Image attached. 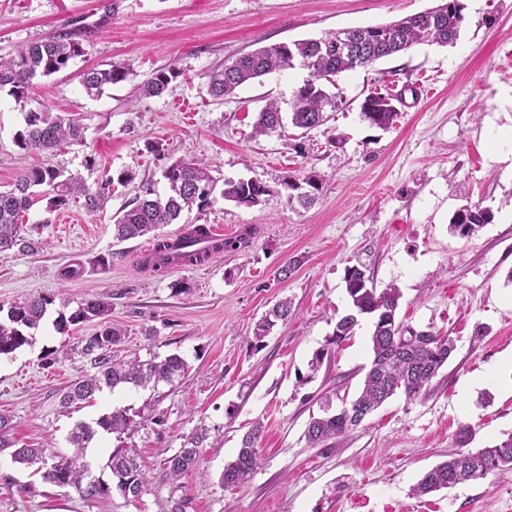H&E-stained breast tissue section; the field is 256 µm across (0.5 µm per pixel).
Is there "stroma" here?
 <instances>
[{
  "label": "stroma",
  "instance_id": "35a3bbf8",
  "mask_svg": "<svg viewBox=\"0 0 512 512\" xmlns=\"http://www.w3.org/2000/svg\"><path fill=\"white\" fill-rule=\"evenodd\" d=\"M436 0H0V55L51 34L71 32L81 49L61 73L39 81L19 107L0 91V190L45 161L95 185L104 175L132 171L114 185L103 211L82 201L52 208L38 199L22 219L26 235L44 246L0 258V305L42 294L55 302L28 344L0 356V415L16 446L69 448L77 422L131 409L138 427L100 434L86 450L93 474L110 481L116 449L134 450L152 481L136 499L113 493L88 501L0 452V512H168L170 496L185 512H512V476L487 477L423 496L413 487L458 451L494 446L512 434V0H463L466 21L454 45H419L371 67L338 77L342 104L325 125H292L254 136L258 113L272 100L287 104L307 73L268 75L218 101L208 72L224 59L346 27L387 23L434 6ZM128 68L125 81L90 96L84 69ZM182 71L159 97L139 92L167 64ZM400 94L394 124L382 130L360 118L378 86ZM81 117L84 139L55 156L20 148L25 110ZM179 159L207 163L220 180H256L268 187L261 204L239 206L214 193L203 212L160 228L221 224L252 229L248 246L154 276L138 261L142 239L117 240L114 219L144 185L166 194L162 170ZM315 174L309 208L290 206L289 178ZM494 214L474 236L450 233L465 204ZM296 267L289 277L280 270ZM364 265L377 288L402 298L401 326L452 337L456 349L429 389L409 400L397 394L349 435L310 446L305 430L324 396L355 393L372 358L371 322L331 345L349 297L347 267ZM108 302L105 318L125 339L128 359L178 354L188 370L175 385L99 393L71 408L62 393L90 373L71 353L75 339L94 334L92 320L59 333L61 308L91 298ZM288 298L293 315L252 343V329ZM331 354L318 372L313 355ZM262 422L261 463L236 488L221 482L243 435ZM211 431L196 470L160 482L164 460L197 425ZM470 427L460 440L462 427Z\"/></svg>",
  "mask_w": 512,
  "mask_h": 512
}]
</instances>
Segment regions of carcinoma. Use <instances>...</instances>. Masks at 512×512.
<instances>
[{"mask_svg": "<svg viewBox=\"0 0 512 512\" xmlns=\"http://www.w3.org/2000/svg\"><path fill=\"white\" fill-rule=\"evenodd\" d=\"M464 9L461 0H439V4L432 8L389 23L329 31L318 38L242 53L224 60V66L209 72V94L221 100L253 79L292 69L295 64L302 63L309 70V77L293 92L288 102L290 123L298 129L316 128L324 125L329 113L337 111L341 104L337 95L327 90L325 83L333 85L336 77L343 73L366 69L380 59L403 53L416 45L446 46L455 43L465 23ZM342 32L355 44L353 51H336L337 35ZM79 55L78 44L60 34L21 47L7 58L0 57V89H8L9 95L23 107L35 80L66 69ZM127 75L125 66L111 64L107 68L83 72L82 84L87 93L98 95L104 86L122 82ZM180 76V69L173 64L159 68L142 82L141 91L149 96H159ZM397 102H401V98L393 97L388 91H374L361 105V118L371 126L387 129L399 114L395 106ZM281 122L283 116L279 103L270 102L259 112L255 134L262 136L274 132L281 127ZM25 125V131L18 136V143L24 148L52 153L63 145L83 141L84 127L74 117L31 110L26 113ZM162 177L168 187L166 195L161 197L153 189H145L142 196L116 217V238L130 240L143 237L164 224L177 223L186 210L194 207L204 209L219 182L209 165L201 160L176 161L163 169ZM132 180L133 174L123 171L117 178L108 177L93 189L80 177L67 175L50 162L22 172L11 189L0 191V257H9L15 249L20 253L34 249L33 242L21 235L19 221L34 205L35 188H48L51 208H61L76 198H82L84 207L94 212L101 209L114 183ZM301 183L309 190L302 193L298 182L287 183L288 189L292 190L288 200L307 207L313 203L311 191L318 190V185L309 176L303 177ZM266 192L267 188L257 181L229 180L224 182L222 196L239 206L252 207L261 202ZM493 218L487 207L464 205L454 213L450 230L469 238L491 223ZM171 248L172 244L167 239H157L155 253L145 259V265L155 274L165 273L166 254ZM344 282L350 308L336 320L333 343L338 344L353 335L363 317L371 318L373 324L372 359L363 386L350 403L369 415L399 392L408 399L419 396L448 362L454 351L453 340L429 330L404 336L403 327L395 321L401 298L399 291L391 286L376 288L365 269L358 266L348 268ZM54 302L51 296L38 295L11 305L6 310L5 319H0V355L10 354L27 344L29 336L26 331L40 325L48 306ZM107 312L105 301L90 299L68 315L59 313L56 328L64 332L71 325L97 318L103 320ZM290 316L291 302L287 299L277 302L255 325L254 341H263L278 322H285ZM123 338L121 329L106 322L95 334L77 344L75 350L90 361L95 372L81 376L70 386L62 396L63 405L91 400L105 388L113 390L123 385L155 388L161 383L172 385L184 377L187 364L177 354L146 361L113 357L112 348ZM361 424L362 421L351 412H331L330 401L327 400L320 414L310 416L305 435L311 444L318 445L344 437ZM135 427L136 422L128 410L119 409L100 416L92 424H76L69 437L74 448L70 455L37 447L18 448L12 452V457L19 464L35 468L43 480L56 486H68L86 500L107 498L114 488L120 491L127 489L131 498L136 499L147 491L149 479L137 457L129 450L118 448L110 454L107 467L112 474L111 485L94 477L89 463L85 461V448L98 431L123 434ZM261 433L262 425L256 423L243 437L235 460L224 467L222 484L238 487L250 480L260 463L258 442ZM208 437L209 429L203 425L183 436L180 448L165 459L162 480H177L195 469L200 458L199 448ZM498 471H512V434L492 447L448 456V460L423 476L414 487V493L422 496L452 488L464 481L484 480Z\"/></svg>", "mask_w": 512, "mask_h": 512, "instance_id": "carcinoma-1", "label": "carcinoma"}]
</instances>
